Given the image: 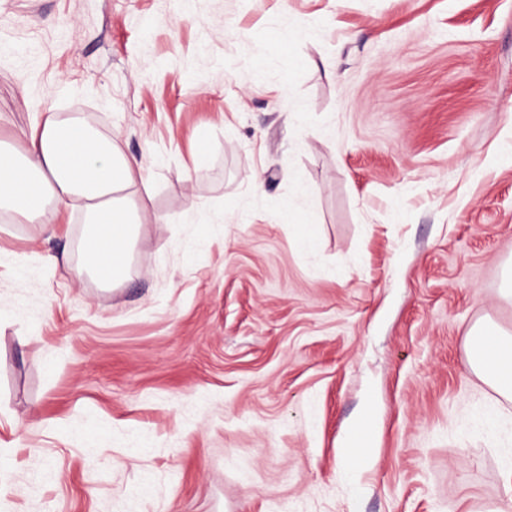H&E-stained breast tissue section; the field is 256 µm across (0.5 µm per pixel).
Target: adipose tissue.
Masks as SVG:
<instances>
[{
	"mask_svg": "<svg viewBox=\"0 0 512 512\" xmlns=\"http://www.w3.org/2000/svg\"><path fill=\"white\" fill-rule=\"evenodd\" d=\"M21 141L18 147L0 142V210L41 223L51 233L55 227L47 201H83L93 233L78 271L112 288L129 272L142 226L131 192L142 172L140 164L81 112L34 120ZM466 346L472 370L512 401V332L484 320L470 328Z\"/></svg>",
	"mask_w": 512,
	"mask_h": 512,
	"instance_id": "ef3b65f1",
	"label": "adipose tissue"
}]
</instances>
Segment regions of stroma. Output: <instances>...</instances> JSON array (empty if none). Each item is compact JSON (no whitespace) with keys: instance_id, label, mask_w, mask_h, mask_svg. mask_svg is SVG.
Masks as SVG:
<instances>
[{"instance_id":"1","label":"stroma","mask_w":512,"mask_h":512,"mask_svg":"<svg viewBox=\"0 0 512 512\" xmlns=\"http://www.w3.org/2000/svg\"><path fill=\"white\" fill-rule=\"evenodd\" d=\"M63 112L142 165L144 226L108 290L80 210L0 211V512L506 506L465 337L512 330V0H0V140ZM360 426H354L352 434L347 439L344 448H342V463L346 476L352 483L354 495H360L363 488L357 483L356 474L366 469L371 464L372 450L367 448L363 439L359 435Z\"/></svg>"}]
</instances>
